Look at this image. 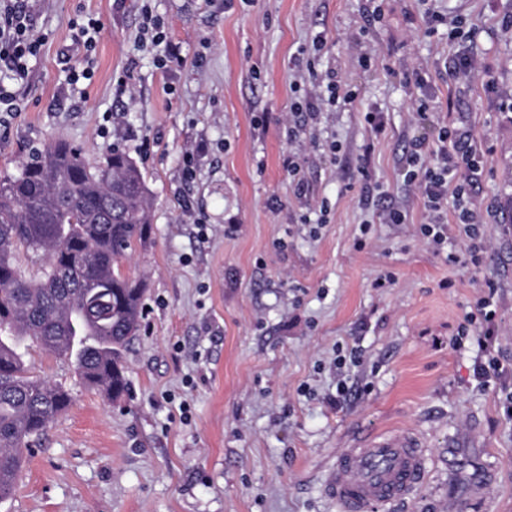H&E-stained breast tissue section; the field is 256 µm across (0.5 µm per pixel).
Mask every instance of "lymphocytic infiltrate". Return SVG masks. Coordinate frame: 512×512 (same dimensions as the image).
I'll list each match as a JSON object with an SVG mask.
<instances>
[{
  "mask_svg": "<svg viewBox=\"0 0 512 512\" xmlns=\"http://www.w3.org/2000/svg\"><path fill=\"white\" fill-rule=\"evenodd\" d=\"M41 45L42 39L33 34L21 0H0V61L12 68L17 79L25 78V60L36 55ZM438 140V149L429 153L424 150V141L414 142L403 160L405 178L418 189L432 216L430 224L422 229L429 245L434 251H441L448 241L449 223L460 224L465 242L457 260L464 265H476L484 251L483 243L478 240V226L484 223L485 215L480 206H466L462 200L478 173L477 147L472 143L470 127L464 124L453 132H440ZM496 295L495 285L486 283L473 310L465 316V327L458 332L459 338H466L468 324L484 323L477 343L485 360L474 369L475 378L484 384L512 378V362L494 350L492 322Z\"/></svg>",
  "mask_w": 512,
  "mask_h": 512,
  "instance_id": "f902f5d3",
  "label": "lymphocytic infiltrate"
}]
</instances>
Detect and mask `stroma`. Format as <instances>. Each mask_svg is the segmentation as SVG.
Masks as SVG:
<instances>
[{
	"label": "stroma",
	"mask_w": 512,
	"mask_h": 512,
	"mask_svg": "<svg viewBox=\"0 0 512 512\" xmlns=\"http://www.w3.org/2000/svg\"><path fill=\"white\" fill-rule=\"evenodd\" d=\"M45 38L0 116V172L63 140L90 161L124 150L153 201L150 239L120 264L143 281L123 352L128 393H71L25 455L0 512H342L327 481L363 434L410 432L426 481L377 512H512V418L452 338L486 282L512 357V0H29ZM164 23L151 46L146 15ZM98 20L86 52L78 28ZM482 62L457 81V57ZM91 79L68 85L69 69ZM352 104L328 105L326 72ZM321 99L316 117L295 102ZM427 119L415 115L419 102ZM382 116L373 130L365 112ZM466 120L488 207L480 266L447 262L402 175L415 140ZM301 152L303 193L284 164ZM336 164H329L330 154ZM406 221L386 223L390 209ZM392 275L391 283L376 281ZM358 349L335 368L336 355ZM345 395H337V385Z\"/></svg>",
	"instance_id": "1"
}]
</instances>
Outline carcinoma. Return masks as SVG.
I'll list each match as a JSON object with an SVG mask.
<instances>
[{"mask_svg":"<svg viewBox=\"0 0 512 512\" xmlns=\"http://www.w3.org/2000/svg\"><path fill=\"white\" fill-rule=\"evenodd\" d=\"M150 209L142 172L120 151L92 163L49 142L0 176V499L24 450L71 404L63 386L28 375L31 346L112 400L127 391L121 349L141 326L145 288L119 263L146 244ZM22 253L35 272L22 271Z\"/></svg>","mask_w":512,"mask_h":512,"instance_id":"cac0c4a2","label":"carcinoma"}]
</instances>
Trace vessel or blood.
<instances>
[{"mask_svg": "<svg viewBox=\"0 0 512 512\" xmlns=\"http://www.w3.org/2000/svg\"><path fill=\"white\" fill-rule=\"evenodd\" d=\"M425 480L424 449L411 433L372 435L336 459L328 490L344 512L403 501Z\"/></svg>", "mask_w": 512, "mask_h": 512, "instance_id": "b4317fda", "label": "vessel or blood"}]
</instances>
